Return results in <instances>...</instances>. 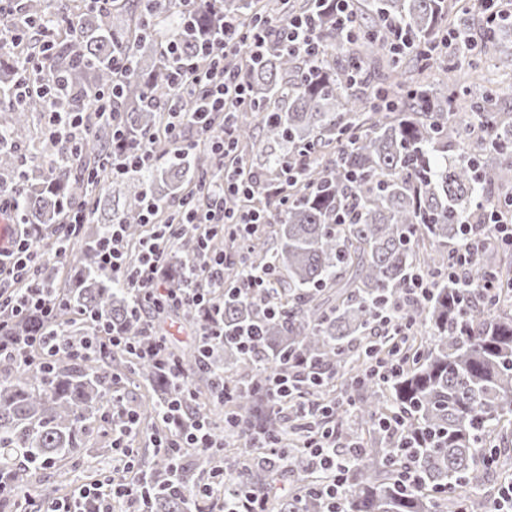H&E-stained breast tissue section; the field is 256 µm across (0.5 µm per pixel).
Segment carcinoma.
Returning a JSON list of instances; mask_svg holds the SVG:
<instances>
[{
    "instance_id": "cac0c4a2",
    "label": "carcinoma",
    "mask_w": 512,
    "mask_h": 512,
    "mask_svg": "<svg viewBox=\"0 0 512 512\" xmlns=\"http://www.w3.org/2000/svg\"><path fill=\"white\" fill-rule=\"evenodd\" d=\"M186 0H20L18 16L28 29H40L43 70L28 73L39 89L17 99L14 85L25 52L12 39L0 45V185L11 186L14 214L38 231L37 242L55 248L65 213L92 202L91 230L79 240L77 271L60 279L54 269L43 280L62 288L70 305L57 310L55 325L74 342L85 334L84 314L101 312L130 336L144 333L143 318L132 316L131 296L120 279L101 274L96 243L110 225L126 226L130 243L143 235L144 198L167 206L215 177L218 160L203 149L178 159L159 136L166 121L171 88L169 45L192 57L199 31L226 18L242 31L263 20L307 14L314 0H206L189 19ZM458 0H363L356 9L358 39L347 42L336 23L317 30L319 51L288 52L269 29V48L251 56L238 43L226 67L240 71L250 87V103L237 118L236 147L259 160L255 200L267 201L278 224L277 244L256 235L246 239V265H267L274 294L240 293L243 269L225 278L218 316L185 311L196 330L224 328V342L204 350L200 340L171 350L188 380L206 377L193 389L187 412L224 437L229 423L246 431L282 436L297 444L309 426L298 419L288 432L282 414L263 398L267 377L302 361L322 373L304 393L332 409L321 424L336 427L343 439L355 437L360 454L346 474L341 512H490L481 487L508 461L512 439V249L500 247L493 227L480 222L485 205L512 188V125L501 126L505 97L491 84L473 86L462 73L476 68V54L494 50L500 66L512 69V51L500 48L512 21L501 20L487 33L472 60L441 64L432 51L451 12L465 13ZM403 22L415 34L412 48L399 52L383 19ZM126 55L131 67L112 72V56ZM67 91L57 105L81 115L85 130L64 160L49 136H40L33 118L51 106L48 90ZM112 111L125 130L113 137L112 123L97 121L99 98L114 87ZM396 103L383 107V100ZM485 119L483 135L462 146L470 116ZM152 138L154 155L144 168L125 175L140 191L116 202L112 155L121 143ZM38 140L41 148L25 157L20 146ZM301 170L286 187L288 205L266 196L268 181L285 160ZM358 182L347 181L348 172ZM481 242L471 256L475 282L492 277L501 284L497 311L485 310L481 289H463L448 279L449 247L464 237ZM196 240L183 236L166 254V287L183 288V274L198 264ZM417 269L436 276L424 299L409 292ZM274 308L275 314L265 313ZM395 312L408 324L392 341L370 334L378 310ZM247 330L259 333L258 351L239 346ZM398 352L403 365L379 391L370 378L373 364ZM121 352L77 360L55 356L45 371L11 359L0 361V473L10 485L28 486L39 469L58 467L80 450L94 420L129 371ZM236 397L223 401L214 378ZM134 375L151 392L140 406L153 427L173 396L169 378L146 362ZM360 391L359 405L346 419L334 381ZM383 418L404 422L413 439L409 449L379 425ZM256 449L228 439L222 448L188 452L185 468L208 476L221 460L245 467L243 488L267 495V512H322L310 486L325 477L312 468L303 448L289 449L284 469L252 462ZM416 482L407 489L403 475ZM154 512H192V500L154 487Z\"/></svg>"
}]
</instances>
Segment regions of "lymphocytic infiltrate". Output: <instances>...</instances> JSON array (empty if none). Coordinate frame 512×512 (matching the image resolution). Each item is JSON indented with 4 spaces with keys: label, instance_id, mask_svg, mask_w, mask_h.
<instances>
[{
    "label": "lymphocytic infiltrate",
    "instance_id": "f902f5d3",
    "mask_svg": "<svg viewBox=\"0 0 512 512\" xmlns=\"http://www.w3.org/2000/svg\"><path fill=\"white\" fill-rule=\"evenodd\" d=\"M354 0H323L318 12L293 17L278 23L281 42L290 51L313 54L316 44L317 21L322 12L336 17L337 25L354 34ZM233 41L227 28H219L200 38L199 54L211 68L198 70L191 64H179L172 72L171 97L168 111L170 122L165 136L174 144L177 155L190 152V144L182 140L184 128H195L199 141H208L207 117L215 112L232 114L244 103L248 89L239 74L225 70L224 58L232 51ZM253 174L247 168L226 164L222 180L206 188L211 206L204 219H191L182 224H160L156 221L159 206L154 200L144 205L143 219L151 231L141 239L136 262H128L125 228L113 225L97 243V259L103 274L121 278L131 298L139 305L156 303L180 310H194L211 304L216 292L224 287L226 254L214 251L210 241L218 228L232 224L250 231L265 223L266 215L249 205L236 213L224 209L226 197H247ZM194 234L200 246L201 258L196 267L186 273L187 285L175 292L162 286L166 273L165 254L169 246L186 234ZM50 255L39 252L32 241L27 225H20L11 245L0 249V273L26 281L25 288H1L0 312L10 311L11 321L0 319V358L4 357L27 366L38 365L39 355L49 357L64 352L74 358H85L109 349L122 350L143 360L152 361L162 374L172 378L175 394L162 415L166 429L143 436L140 417L126 404L120 389H113L105 411L122 414L124 421L112 432V467L92 483H81L67 498H45L38 512H113L115 505L125 504L130 512H152L147 491L146 475L138 471L137 456L141 438H148L156 456L164 461L169 473L171 491L188 494L209 512H264L261 496L254 493L229 495L227 469L216 471L201 480L186 481L182 451L186 448L205 450L219 447L220 442L209 432L204 422L183 424L182 415L192 396L180 364L172 358L160 336L145 338L128 336L115 330L103 315L90 316L93 330L80 342H71L63 331L51 328L55 311L66 298L40 277L41 267ZM306 447L328 479L318 484L315 492L323 499L325 512H335L339 504L348 464L357 456L356 448L338 444L335 428H327L311 437Z\"/></svg>",
    "mask_w": 512,
    "mask_h": 512
}]
</instances>
